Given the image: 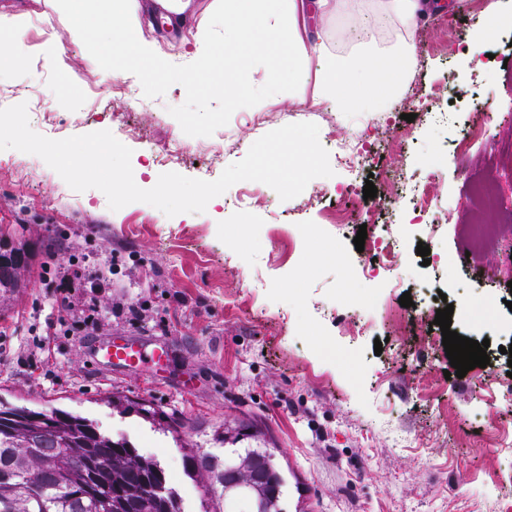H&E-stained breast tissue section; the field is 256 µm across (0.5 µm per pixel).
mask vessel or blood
Wrapping results in <instances>:
<instances>
[{
	"instance_id": "obj_1",
	"label": "vessel or blood",
	"mask_w": 512,
	"mask_h": 512,
	"mask_svg": "<svg viewBox=\"0 0 512 512\" xmlns=\"http://www.w3.org/2000/svg\"><path fill=\"white\" fill-rule=\"evenodd\" d=\"M90 349L94 361L109 370L140 366L157 368L167 359L165 344L146 338H111L92 343Z\"/></svg>"
}]
</instances>
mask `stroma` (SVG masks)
I'll use <instances>...</instances> for the list:
<instances>
[{"label":"stroma","instance_id":"1","mask_svg":"<svg viewBox=\"0 0 512 512\" xmlns=\"http://www.w3.org/2000/svg\"><path fill=\"white\" fill-rule=\"evenodd\" d=\"M382 7L342 0L314 13L306 43L363 61L411 41V79L387 111H337L308 65L297 91L264 100L260 124L236 112L213 135L191 137L168 112L184 102L183 86L147 98L126 72L117 92L99 93V65L70 39L56 0H0V14H24L28 31L24 55L0 75L11 104L26 103L32 129L51 139L111 131L131 149L140 188L166 172L216 180L264 134L301 122L318 125L334 171L287 201L263 183L239 182L223 203L169 217L142 202L111 210L102 191L72 190L39 156L0 150V237L31 248L15 305L0 309V399L68 410L126 437L160 460L182 512H198L201 496L183 474V448L141 416L113 411L108 395L184 418L185 439L202 446L214 427L256 422L288 480L284 512H500L501 490H512V445L500 434L512 426V402L497 398L512 388V358L502 352L512 345V45L485 36L483 0H435L419 21L373 25ZM479 37L489 54L481 65L469 55ZM301 98L307 107H295ZM433 106L449 110V123L426 117ZM487 108L485 134L456 157L451 141ZM356 137L371 158L355 174L336 146ZM174 148L177 160L164 161ZM430 175L448 213L435 230L413 223L403 190L408 177ZM369 180L379 194L367 200ZM390 183L402 188L391 206L381 196ZM362 226L371 239L402 228L393 281L368 279L375 253L353 243ZM421 243L429 259L418 255ZM97 254L112 257L102 304L123 299L140 318L105 321L90 336L58 327L51 355L40 354L52 266ZM406 292L409 308L399 303ZM447 303L452 330L489 343L490 390L470 373L444 376L442 332L429 324ZM118 334L161 340L167 365L101 368L88 345Z\"/></svg>","mask_w":512,"mask_h":512}]
</instances>
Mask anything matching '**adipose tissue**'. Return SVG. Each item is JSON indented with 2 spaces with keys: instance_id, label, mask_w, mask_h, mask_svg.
Instances as JSON below:
<instances>
[{
  "instance_id": "1",
  "label": "adipose tissue",
  "mask_w": 512,
  "mask_h": 512,
  "mask_svg": "<svg viewBox=\"0 0 512 512\" xmlns=\"http://www.w3.org/2000/svg\"><path fill=\"white\" fill-rule=\"evenodd\" d=\"M72 40L85 41L111 34L120 49L134 58L155 61L156 48L141 37L143 16L149 6L140 0H60ZM335 0H224L219 21L245 45L248 64L266 63V47L297 49L304 44L306 11H322ZM414 47L398 41L387 54L367 61H319L317 80L323 95L336 99L338 111L382 110L387 92L395 91L407 74Z\"/></svg>"
}]
</instances>
